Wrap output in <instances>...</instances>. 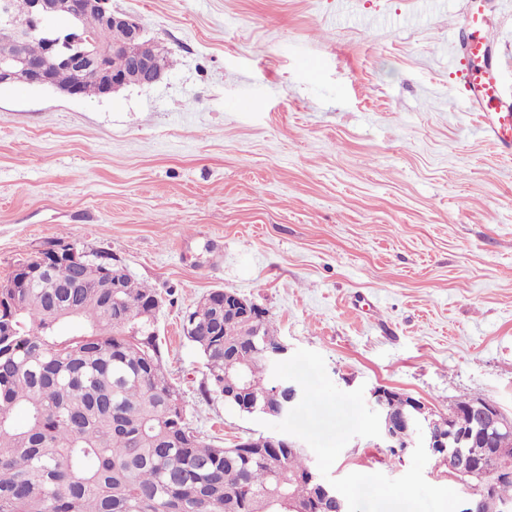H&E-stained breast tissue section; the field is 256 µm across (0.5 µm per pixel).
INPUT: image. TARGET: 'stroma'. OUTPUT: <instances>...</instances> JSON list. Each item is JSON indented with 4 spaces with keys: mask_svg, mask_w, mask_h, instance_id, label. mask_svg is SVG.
Returning a JSON list of instances; mask_svg holds the SVG:
<instances>
[{
    "mask_svg": "<svg viewBox=\"0 0 512 512\" xmlns=\"http://www.w3.org/2000/svg\"><path fill=\"white\" fill-rule=\"evenodd\" d=\"M110 3L173 65L105 97L0 89V282L59 239L112 253L158 293L164 365L218 445L264 428L202 396L181 336L217 288L341 390L512 416V160L449 66L463 0ZM492 20L511 102L512 0ZM410 465L356 437L330 475Z\"/></svg>",
    "mask_w": 512,
    "mask_h": 512,
    "instance_id": "stroma-1",
    "label": "stroma"
}]
</instances>
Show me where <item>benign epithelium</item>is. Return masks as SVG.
Masks as SVG:
<instances>
[{"label": "benign epithelium", "instance_id": "benign-epithelium-1", "mask_svg": "<svg viewBox=\"0 0 512 512\" xmlns=\"http://www.w3.org/2000/svg\"><path fill=\"white\" fill-rule=\"evenodd\" d=\"M109 0H71L65 23L54 26L50 21L59 16L56 0H31L28 13L19 17L10 8L9 0H0V40L12 45L40 37L45 44V56L41 61L27 58L20 50L0 54V87L25 84L31 87L57 91L50 78L55 66H67L79 77L89 76L100 83L103 95H110L132 85L148 86L162 77L159 56L155 50L156 41L146 37L142 26L125 13L114 12L108 6ZM95 10L113 28L125 32V40L111 45H102L92 36L81 31L79 21L83 13ZM114 54L126 57L127 66L121 72H114L108 61ZM63 258L68 255L73 262L79 255L73 244L58 241L42 250L37 256ZM224 309L247 319L251 316V302L235 292L223 291ZM274 391L281 395L282 404L278 412L268 415L278 419L297 405L302 397L301 390L284 381L273 379ZM401 394V391L377 386L370 392V399L380 416L381 447L399 448L402 453L414 451L421 425L424 446L436 465L447 467V475L457 482L469 484L477 479L488 485L504 474L512 475V466L503 464L488 472L478 462L470 449L477 446L489 448L505 437L512 435V418L502 408L488 400L473 402L466 413L442 414L434 411L422 401H414L417 416L399 420L383 413L385 402ZM311 480L325 498L333 504V512H348V504L341 494L313 471Z\"/></svg>", "mask_w": 512, "mask_h": 512}]
</instances>
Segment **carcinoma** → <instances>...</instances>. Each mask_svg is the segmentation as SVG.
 <instances>
[{"mask_svg": "<svg viewBox=\"0 0 512 512\" xmlns=\"http://www.w3.org/2000/svg\"><path fill=\"white\" fill-rule=\"evenodd\" d=\"M81 27L103 43L120 38L96 14ZM78 272L81 288L63 287L72 267L56 265L0 302V512H326L303 449L256 437L227 460L190 433L152 335L154 289L125 270L122 287H100L96 250ZM256 317L255 336L207 301L182 319L206 368L201 394L222 396L231 381L239 392L225 402L239 411L247 399L258 412L275 403L261 351L279 336L266 311ZM478 493L483 512H512V477Z\"/></svg>", "mask_w": 512, "mask_h": 512, "instance_id": "carcinoma-1", "label": "carcinoma"}]
</instances>
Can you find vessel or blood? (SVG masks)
Here are the masks:
<instances>
[{
	"label": "vessel or blood",
	"mask_w": 512,
	"mask_h": 512,
	"mask_svg": "<svg viewBox=\"0 0 512 512\" xmlns=\"http://www.w3.org/2000/svg\"><path fill=\"white\" fill-rule=\"evenodd\" d=\"M487 0H465L463 22L457 37L460 49L454 57L455 75L468 102L481 111L485 137L512 158V105H507L497 77L496 41L487 14Z\"/></svg>",
	"instance_id": "obj_1"
}]
</instances>
